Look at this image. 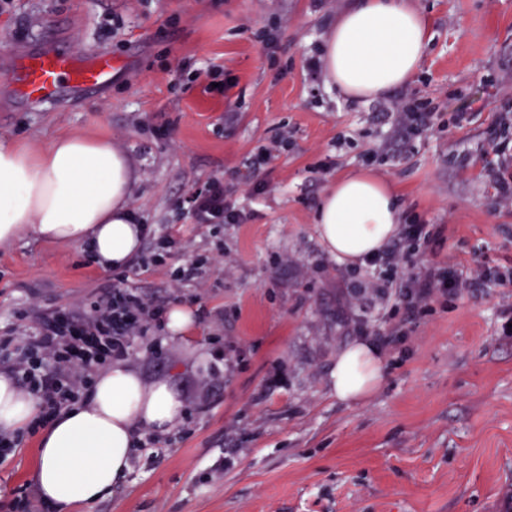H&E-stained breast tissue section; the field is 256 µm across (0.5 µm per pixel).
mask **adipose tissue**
Segmentation results:
<instances>
[{"label":"adipose tissue","mask_w":512,"mask_h":512,"mask_svg":"<svg viewBox=\"0 0 512 512\" xmlns=\"http://www.w3.org/2000/svg\"><path fill=\"white\" fill-rule=\"evenodd\" d=\"M429 37L407 0H358L324 40L327 82L352 100L379 98L419 70ZM137 178L135 162L104 139L66 135L40 151L0 142V246L29 232L85 247L102 268L123 265L143 241L128 207ZM315 223L337 262L366 265L400 232L398 193L371 171H349L322 196ZM382 365L371 337L337 350V400L367 399L382 380ZM182 410L167 384L144 385L130 366L113 364L97 375L87 401L63 408L41 432L34 474L40 497L63 512L94 504L123 483L142 432L167 434ZM38 412L37 399L0 372V430L16 431Z\"/></svg>","instance_id":"obj_1"}]
</instances>
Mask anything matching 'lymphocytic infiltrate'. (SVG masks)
Segmentation results:
<instances>
[{"instance_id": "lymphocytic-infiltrate-1", "label": "lymphocytic infiltrate", "mask_w": 512, "mask_h": 512, "mask_svg": "<svg viewBox=\"0 0 512 512\" xmlns=\"http://www.w3.org/2000/svg\"><path fill=\"white\" fill-rule=\"evenodd\" d=\"M199 224H240L246 216L225 198L221 180H211L206 192L191 198ZM373 266L390 274H405L407 295L422 302L459 288L452 272L427 270L410 273L412 255L403 249L386 251ZM163 310L157 297L136 287H114L91 306L71 305L42 317L21 332L0 339V359L11 365L18 388L39 401L38 422H46L63 408L85 397L95 370L127 360L135 341L157 357L154 336Z\"/></svg>"}]
</instances>
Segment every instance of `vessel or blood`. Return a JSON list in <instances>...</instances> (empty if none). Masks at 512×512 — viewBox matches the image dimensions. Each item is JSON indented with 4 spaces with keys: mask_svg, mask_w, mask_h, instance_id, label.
Returning a JSON list of instances; mask_svg holds the SVG:
<instances>
[{
    "mask_svg": "<svg viewBox=\"0 0 512 512\" xmlns=\"http://www.w3.org/2000/svg\"><path fill=\"white\" fill-rule=\"evenodd\" d=\"M115 65L104 48L82 58L56 47L21 55L1 70L9 78L15 103L33 105L97 91L111 79Z\"/></svg>",
    "mask_w": 512,
    "mask_h": 512,
    "instance_id": "1",
    "label": "vessel or blood"
}]
</instances>
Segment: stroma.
<instances>
[{
	"mask_svg": "<svg viewBox=\"0 0 512 512\" xmlns=\"http://www.w3.org/2000/svg\"><path fill=\"white\" fill-rule=\"evenodd\" d=\"M354 0H6L0 53L69 43L109 48V85L60 105H14L0 84V141L47 147L74 134L134 157L129 199L177 250L125 268L165 296L176 269L211 258L178 306L186 337L158 329L164 352L135 343L145 383L212 400L185 403L178 426L139 449L112 495L81 512H512V0H411L432 39L417 74L386 97L343 98L318 65L321 44ZM219 65L223 92L207 90ZM406 106L432 127L395 135ZM368 169L400 195L402 221L433 239L417 269L452 270L460 289L406 309L375 293L371 267L332 259L314 214L327 186ZM220 177L244 224L195 223L189 196ZM499 271L487 283L476 274ZM116 273L82 248L22 234L0 246V334L93 300ZM399 333L379 386L336 399L330 373L354 337ZM38 436L0 462V512L28 497L58 512L33 473Z\"/></svg>",
	"mask_w": 512,
	"mask_h": 512,
	"instance_id": "obj_1",
	"label": "stroma"
}]
</instances>
